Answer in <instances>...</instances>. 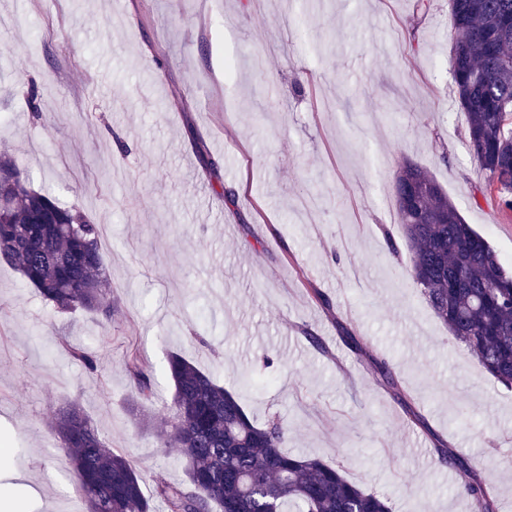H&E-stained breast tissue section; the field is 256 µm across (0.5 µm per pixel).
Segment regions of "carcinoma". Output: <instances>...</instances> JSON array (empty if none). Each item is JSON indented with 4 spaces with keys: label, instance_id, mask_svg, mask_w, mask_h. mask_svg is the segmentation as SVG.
I'll return each mask as SVG.
<instances>
[{
    "label": "carcinoma",
    "instance_id": "obj_1",
    "mask_svg": "<svg viewBox=\"0 0 512 512\" xmlns=\"http://www.w3.org/2000/svg\"><path fill=\"white\" fill-rule=\"evenodd\" d=\"M457 37L452 81L467 117L466 144L479 161L485 189L500 209L512 211V0H449ZM410 173L429 186L409 209ZM400 228L411 253L408 273L435 316L491 376L512 388V270L489 241L465 223L441 185L416 165L393 183ZM0 259L61 313L82 308L112 322L99 225L78 209L60 206L32 190L15 161L0 153ZM462 287L448 294V278ZM69 352L87 369L97 356ZM126 368L140 403L155 397L150 366L131 350ZM173 384L172 415L159 423L161 447L176 448L187 462V480L160 475L154 496L124 456L106 447L84 411L72 403L52 429L66 445L74 479L89 512H391L388 499L350 481L341 466L288 454L281 448L285 425L257 424L237 394L186 357L167 359ZM439 462L466 473L461 489L478 512H496L492 492L477 471L440 444Z\"/></svg>",
    "mask_w": 512,
    "mask_h": 512
}]
</instances>
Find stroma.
<instances>
[{"label":"stroma","mask_w":512,"mask_h":512,"mask_svg":"<svg viewBox=\"0 0 512 512\" xmlns=\"http://www.w3.org/2000/svg\"><path fill=\"white\" fill-rule=\"evenodd\" d=\"M453 38L448 0H0V152L99 224L113 306L108 330L56 313L0 260V485L29 512H87L50 427L71 403L145 479L182 478L128 412L136 348L155 418L178 352L392 512H475L439 440L512 512V390L406 276L392 190L422 167L512 266V214L466 147ZM126 368L140 403L152 402L155 397L153 375L150 366L140 358L136 350H130L127 354Z\"/></svg>","instance_id":"35a3bbf8"}]
</instances>
